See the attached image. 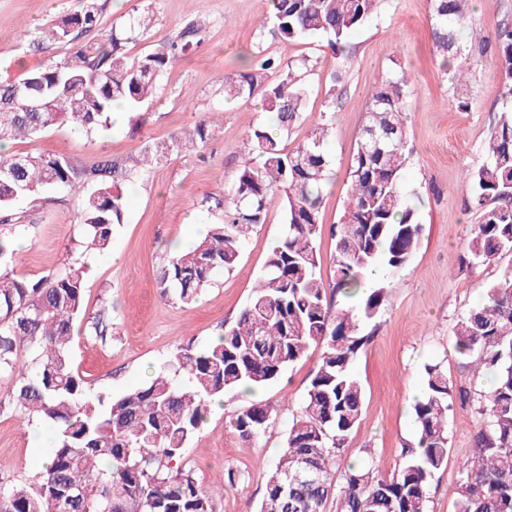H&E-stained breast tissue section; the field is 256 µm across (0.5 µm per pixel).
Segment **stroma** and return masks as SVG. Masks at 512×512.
Segmentation results:
<instances>
[{"label":"stroma","instance_id":"35a3bbf8","mask_svg":"<svg viewBox=\"0 0 512 512\" xmlns=\"http://www.w3.org/2000/svg\"><path fill=\"white\" fill-rule=\"evenodd\" d=\"M90 4L100 15L103 35L113 21L146 8L156 12L157 24L130 45V57L147 53L191 23L201 28L200 42L164 73L140 121L127 119L103 133L63 124L11 142L13 152L55 154L78 169L102 159L127 164L144 143L166 140L205 114L219 118L215 139L204 147L172 155L124 184L125 220L108 255L84 247L81 194L50 189L0 211V234L15 224L32 227L18 252V278L35 281L72 262H86L85 309L108 305L117 334L104 343L76 322L73 366L94 390L114 397L144 384L177 349L203 347L234 323L282 233L283 212L275 201L265 223L250 233L236 267L216 274L194 307L161 296L158 278L172 254L171 243L189 248L198 240L195 225L221 223L222 212L212 198L236 176L249 152L250 131L270 123L258 100L224 102V76L241 70V56L261 52L300 64L307 97L300 120L283 138L287 147L301 143L318 122L331 126L332 176L321 196L323 232L316 241L327 280L336 259L332 228L347 203L348 173L367 122L370 92L399 70L411 74L406 113L411 155L403 191L417 209L422 242L412 260L384 281L386 301L365 327L372 338L353 365L365 391L364 409L341 457L346 465L368 452L383 472H393L402 446L415 438L411 411L425 365H440L456 388L478 392L488 384L487 378L472 376L455 353L454 331L490 283L512 276V253L484 266L461 262L470 229L479 221L463 176L485 161L484 145L501 108L497 74L477 48H470L461 65L470 71L473 103L467 109L455 106L449 72L433 49L432 0H380L376 15L350 35V56L342 68L325 39L288 40L264 26L269 0H0V75L17 80L27 70L62 60L71 44H39L38 32ZM338 69L343 75L337 80L333 74ZM319 356V348H310L278 382L254 394L227 393L221 406L211 408L185 458L214 512H257ZM258 401L268 404L272 414L261 438L248 443L233 422ZM478 424V415L469 409L455 410L450 418L448 463L430 483L428 512H456L459 470L472 451ZM50 446L46 432L31 434L21 411L0 407V484L33 480ZM230 470L236 475L232 484L224 479Z\"/></svg>","mask_w":512,"mask_h":512}]
</instances>
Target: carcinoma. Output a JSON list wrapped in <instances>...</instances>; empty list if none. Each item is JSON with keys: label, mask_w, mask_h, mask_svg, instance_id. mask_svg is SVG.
Segmentation results:
<instances>
[{"label": "carcinoma", "mask_w": 512, "mask_h": 512, "mask_svg": "<svg viewBox=\"0 0 512 512\" xmlns=\"http://www.w3.org/2000/svg\"><path fill=\"white\" fill-rule=\"evenodd\" d=\"M378 2L271 0L263 24L288 40L323 35L344 63L346 39L372 17ZM470 6L471 0H434L432 35L436 52L452 69L467 48L457 32L467 29L470 44L479 46L502 75V107L486 161L465 180L481 212L470 231L467 261L486 265L512 253V28L492 36L467 27ZM155 20L154 12L144 11L23 79L0 76V142L61 124L107 130L116 102L129 112L139 111L155 97L167 67L198 34L195 25H188L174 40L130 58L127 46ZM99 26L100 17L89 6L41 29L40 41L69 42L73 33L88 34ZM294 67L260 55L246 70L224 77V100L260 96L265 110L275 115L280 135L265 127L250 132L255 157L245 159L216 202L223 222L212 225L196 246L166 260L159 288L182 306H192L216 271L236 265L250 228L265 222L276 197L286 232L272 247L237 320L208 346L177 350L143 386L119 398L106 397L72 365L75 319L86 318L90 335L103 341L115 329L107 306L86 315L84 267L75 262L35 282L19 280L13 270L15 245L33 225L14 224L0 236V380L14 381L9 401L29 420L53 428L45 471L29 483L0 486V512H213L194 471L183 463L185 448L210 406L227 392L263 389L312 346L320 348V358L300 415L288 425L258 512H325L330 502L336 512H428L430 482L448 460V419L457 400L463 407L476 404L480 424L472 455L461 465L456 512H512V278L491 283L487 300L469 308L455 329L457 354L473 374L491 375L493 385L474 397L465 389L455 396L448 376L434 364L425 365L421 397L412 407L416 437L402 448L400 467L386 475L366 456L336 475L337 458L363 408V390L352 369L371 339L362 326L386 300L382 287L361 289V276L374 269L382 271L383 280L396 274L421 242V224L404 199L402 184L409 155L404 113L410 82L401 74L371 94L368 125L386 137L377 149L359 146L353 155L347 205L333 231L334 277L327 283L315 241L322 228L319 200L328 180L324 145L330 128L321 122L296 147L281 145L306 99ZM453 79L457 107L465 109L470 97L462 70ZM27 94L44 98L48 110L16 111V102ZM213 131L205 115L192 130L145 146L134 163L149 167L193 150L207 143ZM134 172L130 165L100 161L81 177L57 155H1L0 210L32 200L47 188L74 191L92 181L81 226L88 245L103 252L123 224L127 199L121 184ZM329 292L360 301L332 318L326 311ZM24 351L37 370L33 379L20 363ZM269 420L268 406L258 402L237 415L234 427L243 439L254 441Z\"/></svg>", "instance_id": "obj_1"}]
</instances>
